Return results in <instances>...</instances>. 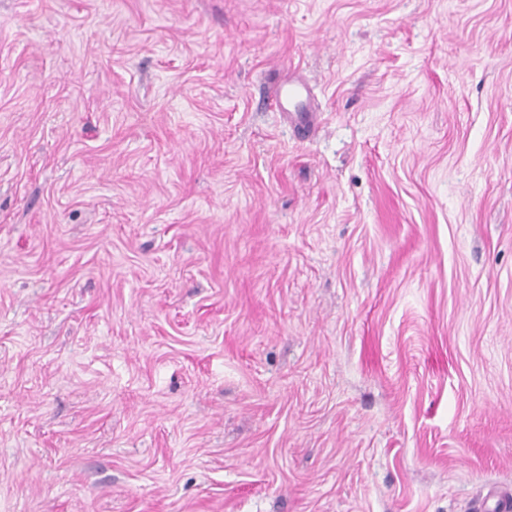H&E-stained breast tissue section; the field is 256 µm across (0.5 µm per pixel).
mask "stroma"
Returning <instances> with one entry per match:
<instances>
[{"instance_id":"stroma-1","label":"stroma","mask_w":512,"mask_h":512,"mask_svg":"<svg viewBox=\"0 0 512 512\" xmlns=\"http://www.w3.org/2000/svg\"><path fill=\"white\" fill-rule=\"evenodd\" d=\"M509 498L512 0H0V512ZM270 84L272 87L271 107L278 112H289V115H294L301 128L308 130L316 120L311 102L310 86L306 82L292 77L275 80Z\"/></svg>"}]
</instances>
